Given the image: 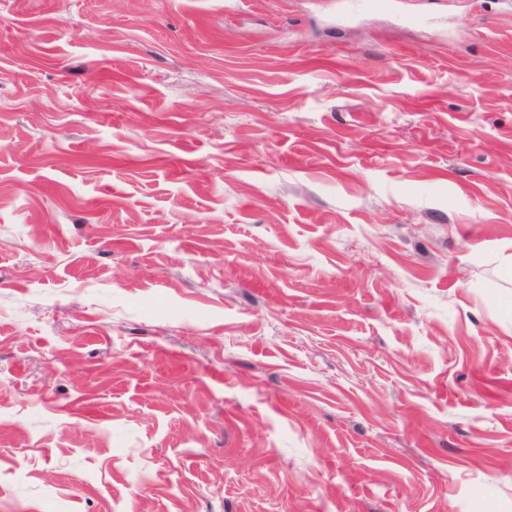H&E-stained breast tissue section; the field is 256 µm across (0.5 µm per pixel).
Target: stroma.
<instances>
[{"instance_id": "1", "label": "stroma", "mask_w": 512, "mask_h": 512, "mask_svg": "<svg viewBox=\"0 0 512 512\" xmlns=\"http://www.w3.org/2000/svg\"><path fill=\"white\" fill-rule=\"evenodd\" d=\"M0 0V512H512V5Z\"/></svg>"}]
</instances>
